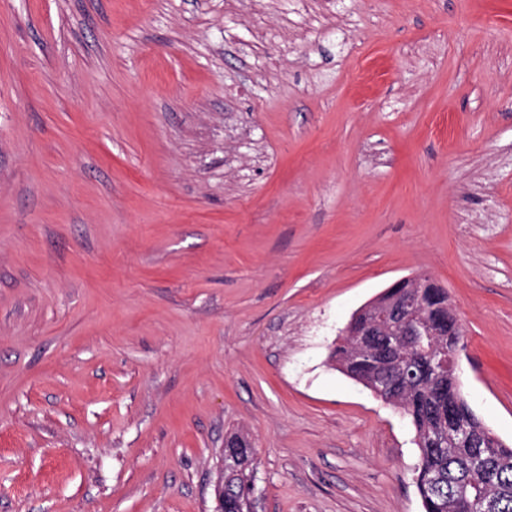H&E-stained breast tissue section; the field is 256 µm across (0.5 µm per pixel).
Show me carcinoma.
Wrapping results in <instances>:
<instances>
[{
  "mask_svg": "<svg viewBox=\"0 0 512 512\" xmlns=\"http://www.w3.org/2000/svg\"><path fill=\"white\" fill-rule=\"evenodd\" d=\"M419 291L428 336L423 347L406 350L400 344V318L395 313L406 295ZM389 320L375 327L382 309L369 303L357 311L369 336H344L330 354L336 367L363 384L386 403L399 408L415 433L419 464L415 484L423 512H482L490 500L494 512H512V444L492 435L473 412L461 392L456 372V352L462 340L448 311L445 288H387L380 294ZM414 353L417 373L411 377L399 368L405 353ZM464 425L468 435L457 438L450 420ZM224 512H243L255 466V449L249 438L234 433L224 440Z\"/></svg>",
  "mask_w": 512,
  "mask_h": 512,
  "instance_id": "1",
  "label": "carcinoma"
}]
</instances>
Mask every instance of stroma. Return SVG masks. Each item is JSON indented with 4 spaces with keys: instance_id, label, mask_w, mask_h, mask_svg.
Returning <instances> with one entry per match:
<instances>
[{
    "instance_id": "35a3bbf8",
    "label": "stroma",
    "mask_w": 512,
    "mask_h": 512,
    "mask_svg": "<svg viewBox=\"0 0 512 512\" xmlns=\"http://www.w3.org/2000/svg\"><path fill=\"white\" fill-rule=\"evenodd\" d=\"M415 275L512 443V0H0V512H422L329 358ZM224 458L234 466L224 468ZM254 463L255 448H252L247 436L234 433L224 440L222 464L214 482L215 512H243L246 509L245 500L255 469Z\"/></svg>"
}]
</instances>
